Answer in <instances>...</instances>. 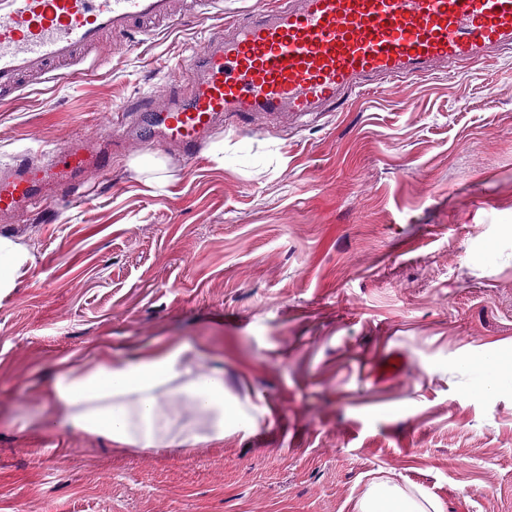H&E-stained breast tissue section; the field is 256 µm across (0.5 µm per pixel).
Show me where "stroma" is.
Listing matches in <instances>:
<instances>
[{"label":"stroma","instance_id":"stroma-1","mask_svg":"<svg viewBox=\"0 0 512 512\" xmlns=\"http://www.w3.org/2000/svg\"><path fill=\"white\" fill-rule=\"evenodd\" d=\"M263 0H224L70 79L0 100V167L109 139L194 49ZM85 204L24 211L0 293V512H355L372 482L445 512H512V51L365 89L301 129H216L200 158L131 138ZM187 342L255 407L173 452L24 424L61 360ZM27 261V255L10 241L0 239V288H11L14 277ZM480 374L477 389L480 391H495L512 387V362L499 361L494 356L475 365Z\"/></svg>","mask_w":512,"mask_h":512}]
</instances>
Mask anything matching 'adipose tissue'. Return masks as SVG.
<instances>
[{
	"label": "adipose tissue",
	"mask_w": 512,
	"mask_h": 512,
	"mask_svg": "<svg viewBox=\"0 0 512 512\" xmlns=\"http://www.w3.org/2000/svg\"><path fill=\"white\" fill-rule=\"evenodd\" d=\"M40 420L56 432L107 440L116 448H194L250 432L254 417L224 393L222 370L204 369L186 344L132 354L61 362ZM356 512H442L427 495L411 496L391 481L373 483Z\"/></svg>",
	"instance_id": "obj_1"
}]
</instances>
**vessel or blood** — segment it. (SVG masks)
I'll list each match as a JSON object with an SVG mask.
<instances>
[{
    "instance_id": "vessel-or-blood-1",
    "label": "vessel or blood",
    "mask_w": 512,
    "mask_h": 512,
    "mask_svg": "<svg viewBox=\"0 0 512 512\" xmlns=\"http://www.w3.org/2000/svg\"><path fill=\"white\" fill-rule=\"evenodd\" d=\"M173 0H0V99L75 65L96 66L105 42L144 40L158 26L199 18ZM512 48V0H266L225 20L194 52L158 107L145 98L151 128L164 131L187 158L214 129L241 127L256 114L299 121L366 88L428 74L465 76L476 63ZM48 161L30 153L0 170V216L108 167L111 156L82 144L54 148Z\"/></svg>"
}]
</instances>
